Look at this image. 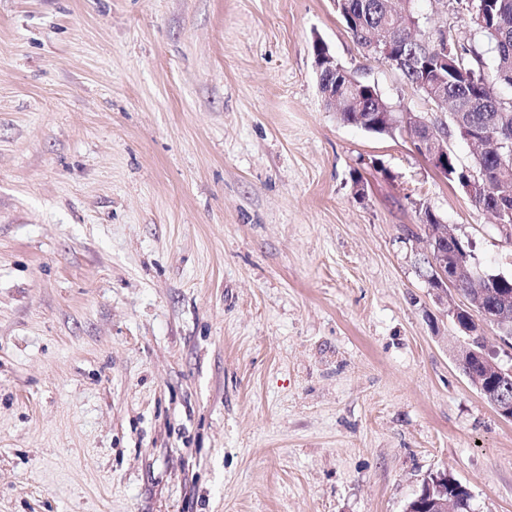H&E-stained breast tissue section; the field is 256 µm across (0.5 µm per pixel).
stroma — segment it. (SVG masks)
I'll use <instances>...</instances> for the list:
<instances>
[{
	"mask_svg": "<svg viewBox=\"0 0 512 512\" xmlns=\"http://www.w3.org/2000/svg\"><path fill=\"white\" fill-rule=\"evenodd\" d=\"M317 37L438 118L329 0H0V512H404L438 470L512 512L421 217L486 274L512 241L327 108Z\"/></svg>",
	"mask_w": 512,
	"mask_h": 512,
	"instance_id": "stroma-1",
	"label": "stroma"
}]
</instances>
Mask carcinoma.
<instances>
[{
    "mask_svg": "<svg viewBox=\"0 0 512 512\" xmlns=\"http://www.w3.org/2000/svg\"><path fill=\"white\" fill-rule=\"evenodd\" d=\"M462 9L483 8L489 26L495 28L500 39L486 50L474 46L458 47L454 63L439 73L428 74V79L448 85V94L460 98L468 107L463 123L454 126V132L463 139L479 137L491 130L506 133L502 137V151L512 149V97L500 89H512V0H456ZM339 13L353 38L360 46L368 45V37L384 30L391 39L401 40L414 17V0H402V6L393 17L386 13L382 0H343ZM470 170L483 177L487 185L484 194L472 199L478 210L489 208L507 197L512 202V171L499 169L498 154L493 150L477 152Z\"/></svg>",
    "mask_w": 512,
    "mask_h": 512,
    "instance_id": "carcinoma-1",
    "label": "carcinoma"
}]
</instances>
